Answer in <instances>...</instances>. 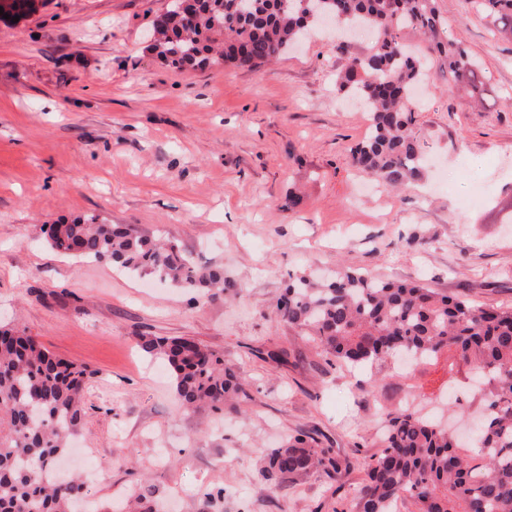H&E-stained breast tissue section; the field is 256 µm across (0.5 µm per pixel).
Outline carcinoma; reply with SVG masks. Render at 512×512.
<instances>
[{
    "label": "carcinoma",
    "mask_w": 512,
    "mask_h": 512,
    "mask_svg": "<svg viewBox=\"0 0 512 512\" xmlns=\"http://www.w3.org/2000/svg\"><path fill=\"white\" fill-rule=\"evenodd\" d=\"M194 17L159 31L152 48L169 66L204 69L223 59L252 70L288 50L320 18L304 0H195ZM495 31L512 40V0H478ZM331 23L372 34L365 54L347 52L336 84L366 102L369 135L351 149L354 164L382 184L399 188L422 174L420 132L410 107L413 84L429 60L400 41L411 27L442 57L448 74L483 91V81L459 44L443 37L437 0H323ZM50 248L79 255L207 297L234 284L224 268L201 266L170 241L96 215L51 224ZM279 317L300 328L328 360L377 366L410 353L431 358L446 349L456 363L476 368L487 415L479 429V459L459 452L448 430L398 406L386 419L382 450L368 464L355 512H392L403 497L416 512H512V308L477 306L417 282H390L342 267L327 281L289 278L277 301ZM145 353L163 359L186 412L224 415L250 399L242 376L224 355L190 338L142 336ZM90 372L38 344L17 327L0 328V512H74L75 478L50 476L80 430ZM313 469L340 473L334 450L299 432L271 449L262 476L274 488Z\"/></svg>",
    "instance_id": "1"
}]
</instances>
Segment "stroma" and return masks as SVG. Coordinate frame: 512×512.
Masks as SVG:
<instances>
[{"label": "stroma", "instance_id": "stroma-1", "mask_svg": "<svg viewBox=\"0 0 512 512\" xmlns=\"http://www.w3.org/2000/svg\"><path fill=\"white\" fill-rule=\"evenodd\" d=\"M169 2L0 0V326L89 370L72 457L101 512L135 483L153 512H350L383 414L415 396L440 417L454 392L466 434L483 405L473 372L449 371L444 353L405 370L329 364L276 300L291 276L345 266L512 308V42L474 0H437L483 96L447 70L425 75L424 172L377 188L350 154L367 121L336 89L339 33L254 70H177L150 48ZM90 215L177 241L231 288H146L48 246L44 226ZM143 335L223 353L247 382L244 413L178 411ZM299 431L319 433L342 471L270 490L262 458Z\"/></svg>", "mask_w": 512, "mask_h": 512}]
</instances>
